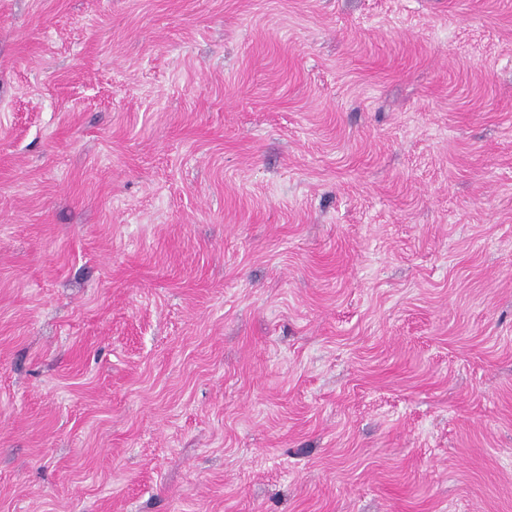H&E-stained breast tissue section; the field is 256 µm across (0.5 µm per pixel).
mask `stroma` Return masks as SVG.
Here are the masks:
<instances>
[{
	"label": "stroma",
	"instance_id": "stroma-1",
	"mask_svg": "<svg viewBox=\"0 0 512 512\" xmlns=\"http://www.w3.org/2000/svg\"><path fill=\"white\" fill-rule=\"evenodd\" d=\"M0 512H512V0H0Z\"/></svg>",
	"mask_w": 512,
	"mask_h": 512
}]
</instances>
